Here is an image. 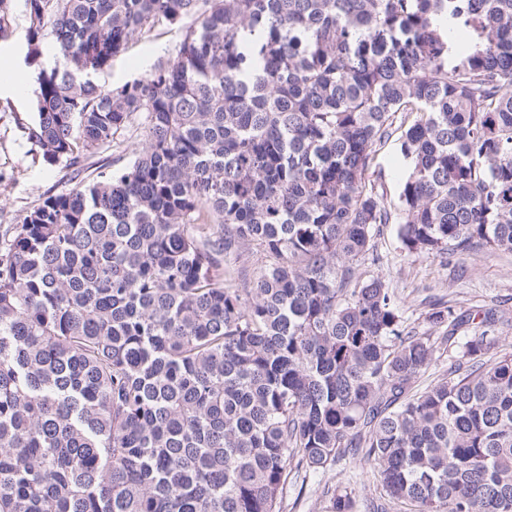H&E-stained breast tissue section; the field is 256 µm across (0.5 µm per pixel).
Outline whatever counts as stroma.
<instances>
[{
	"mask_svg": "<svg viewBox=\"0 0 512 512\" xmlns=\"http://www.w3.org/2000/svg\"><path fill=\"white\" fill-rule=\"evenodd\" d=\"M13 4L14 21L7 37L0 38V75L17 70V58L26 51L23 0ZM186 29L181 23L131 37L111 65L95 74V83L109 89L143 78L157 61L175 55ZM35 90L32 83L0 82V243L44 197L68 192L79 179L96 177L98 172L122 169L140 144L138 132L131 130L116 145L98 149L80 169L46 163L29 137L36 122ZM409 172L410 161L398 140H390L370 157L368 176L387 203L398 204ZM375 245L380 256L377 270L401 299L403 316L417 334H431L426 313L436 298L452 301L461 312L494 306L506 316L498 347L512 351V252L482 250L449 262L432 254H411L402 248L393 224L381 226ZM327 484L351 485L361 505L380 499L377 475L360 455L325 472L290 474L282 512H326Z\"/></svg>",
	"mask_w": 512,
	"mask_h": 512,
	"instance_id": "stroma-1",
	"label": "stroma"
}]
</instances>
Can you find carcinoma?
<instances>
[{
  "label": "carcinoma",
  "instance_id": "carcinoma-1",
  "mask_svg": "<svg viewBox=\"0 0 512 512\" xmlns=\"http://www.w3.org/2000/svg\"><path fill=\"white\" fill-rule=\"evenodd\" d=\"M23 3L27 56L56 45L44 161L141 146L0 246V512H281L290 472L362 449L412 512H512L505 315L435 303L468 368L418 391L437 340L356 275L395 218L410 253L512 251V0ZM187 17L174 57L94 82ZM393 137L396 216L367 178Z\"/></svg>",
  "mask_w": 512,
  "mask_h": 512
}]
</instances>
